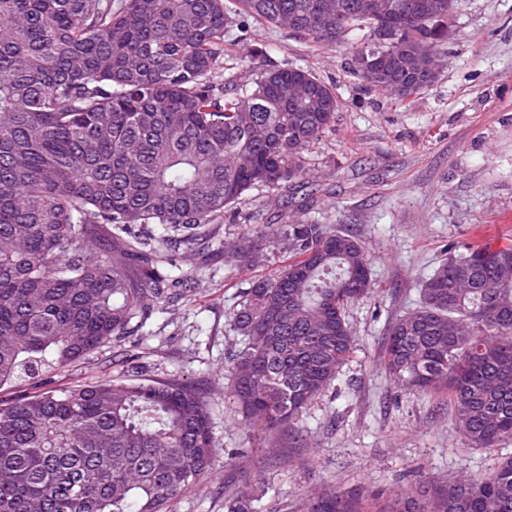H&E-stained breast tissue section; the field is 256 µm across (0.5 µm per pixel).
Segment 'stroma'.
<instances>
[{
    "instance_id": "35a3bbf8",
    "label": "stroma",
    "mask_w": 512,
    "mask_h": 512,
    "mask_svg": "<svg viewBox=\"0 0 512 512\" xmlns=\"http://www.w3.org/2000/svg\"><path fill=\"white\" fill-rule=\"evenodd\" d=\"M447 64L429 88L397 100L368 90L352 70L360 39L318 47L288 30L249 23L226 39L218 80H247L250 67L310 70L336 94L330 128L305 154V172L257 187L241 206L254 224H331L351 229L370 260L376 291L346 310L354 350L337 380L276 432L245 427L228 398L224 357L236 341L226 315L255 280L287 262L274 254L251 268L224 264L225 241L244 225L219 220L173 253L189 291L154 306L134 335L109 342L63 372L27 375L0 387L11 401L105 380L190 382L208 397L218 460L173 512H228L245 486L253 512H308L313 496L355 491L366 499L425 484L489 475L512 442L468 447L447 395L394 384L381 365L389 322L416 307L421 288L449 252L512 244V0H461Z\"/></svg>"
}]
</instances>
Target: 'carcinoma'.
Masks as SVG:
<instances>
[{
    "label": "carcinoma",
    "mask_w": 512,
    "mask_h": 512,
    "mask_svg": "<svg viewBox=\"0 0 512 512\" xmlns=\"http://www.w3.org/2000/svg\"><path fill=\"white\" fill-rule=\"evenodd\" d=\"M343 0H0V386L41 366L63 371L120 341L153 302L187 282L159 267L170 238L196 230L248 191L290 182L338 102L293 65L241 82L214 79L224 36L252 19L316 46L353 30L352 54L378 59L371 89L413 93L436 78L405 53L440 54V10L458 0H379V21ZM288 264L258 279L226 315L230 396L252 428L294 423L353 352L349 304L374 293L370 259L329 224L250 227L224 260ZM382 366L396 383L446 392L471 448L512 440V245L455 251L418 307L387 329ZM216 461L205 392L182 382L104 381L0 403V512H171ZM310 512H512V456L364 508L328 494Z\"/></svg>",
    "instance_id": "cac0c4a2"
}]
</instances>
